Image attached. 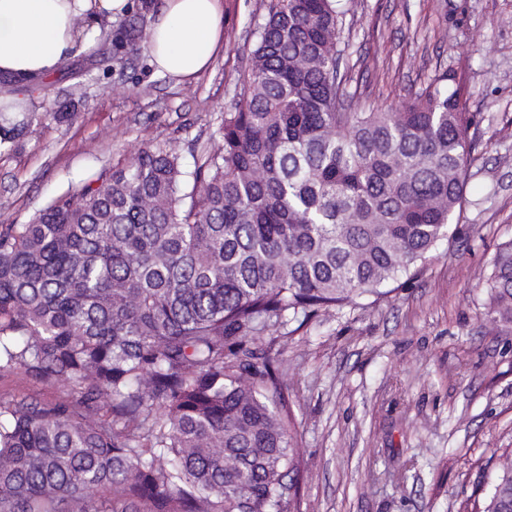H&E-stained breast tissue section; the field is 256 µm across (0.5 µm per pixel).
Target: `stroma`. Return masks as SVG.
Returning a JSON list of instances; mask_svg holds the SVG:
<instances>
[{"mask_svg": "<svg viewBox=\"0 0 512 512\" xmlns=\"http://www.w3.org/2000/svg\"><path fill=\"white\" fill-rule=\"evenodd\" d=\"M226 41L178 83L147 50L113 59L100 45L44 79L31 111L0 112V214L30 222L57 197L95 183L147 147H172L186 170L219 144L257 26L272 0H226ZM344 106L384 109L455 78L475 149L453 240L387 297L331 309L278 337L295 416L298 512H471L512 448V323L487 321L485 279L512 240V0H355L340 34ZM71 118L56 115L69 99ZM24 369L0 373V400L63 397Z\"/></svg>", "mask_w": 512, "mask_h": 512, "instance_id": "1", "label": "stroma"}]
</instances>
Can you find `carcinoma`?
<instances>
[{"label": "carcinoma", "instance_id": "obj_1", "mask_svg": "<svg viewBox=\"0 0 512 512\" xmlns=\"http://www.w3.org/2000/svg\"><path fill=\"white\" fill-rule=\"evenodd\" d=\"M346 13L277 0L193 172L149 148L0 226V371L71 386L0 401V512L297 509L264 337L414 275L453 235L473 149L446 71L395 110L338 109ZM486 285V317L512 321V241ZM475 512H512V461Z\"/></svg>", "mask_w": 512, "mask_h": 512}]
</instances>
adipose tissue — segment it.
I'll use <instances>...</instances> for the list:
<instances>
[{
	"mask_svg": "<svg viewBox=\"0 0 512 512\" xmlns=\"http://www.w3.org/2000/svg\"><path fill=\"white\" fill-rule=\"evenodd\" d=\"M129 0H0V77L20 89L0 97L27 111L29 87L69 59L89 52L108 21L125 14ZM147 44L156 72L178 81L210 64L224 30L223 0H162L150 15Z\"/></svg>",
	"mask_w": 512,
	"mask_h": 512,
	"instance_id": "ef3b65f1",
	"label": "adipose tissue"
}]
</instances>
